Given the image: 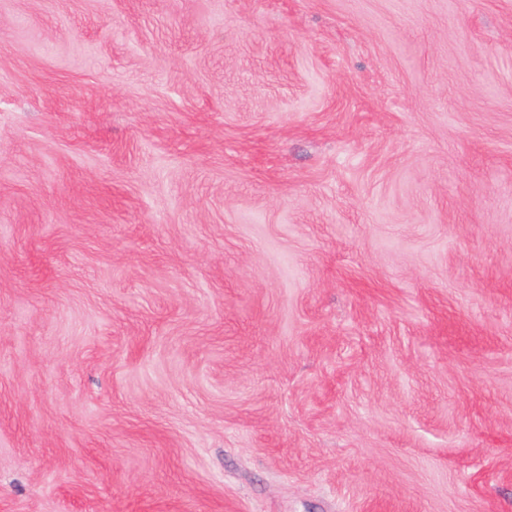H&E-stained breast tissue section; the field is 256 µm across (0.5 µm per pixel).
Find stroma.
Wrapping results in <instances>:
<instances>
[{
    "instance_id": "obj_1",
    "label": "stroma",
    "mask_w": 512,
    "mask_h": 512,
    "mask_svg": "<svg viewBox=\"0 0 512 512\" xmlns=\"http://www.w3.org/2000/svg\"><path fill=\"white\" fill-rule=\"evenodd\" d=\"M0 512H512V0H0Z\"/></svg>"
}]
</instances>
